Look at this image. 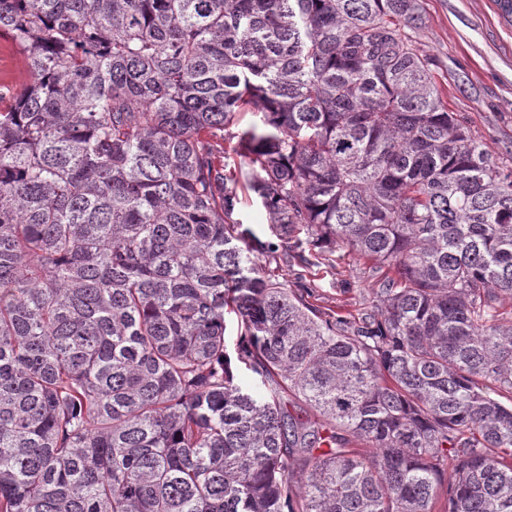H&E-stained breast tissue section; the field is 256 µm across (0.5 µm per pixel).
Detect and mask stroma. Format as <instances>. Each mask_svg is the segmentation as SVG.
Listing matches in <instances>:
<instances>
[{
    "label": "stroma",
    "instance_id": "35a3bbf8",
    "mask_svg": "<svg viewBox=\"0 0 512 512\" xmlns=\"http://www.w3.org/2000/svg\"><path fill=\"white\" fill-rule=\"evenodd\" d=\"M421 41L441 61L438 85L451 110L465 113L496 162H512V15L498 0H424ZM26 57L0 36V89L19 94L28 84ZM314 305L367 310L378 275L371 264L340 249L312 269Z\"/></svg>",
    "mask_w": 512,
    "mask_h": 512
}]
</instances>
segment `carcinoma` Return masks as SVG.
<instances>
[{
	"label": "carcinoma",
	"mask_w": 512,
	"mask_h": 512,
	"mask_svg": "<svg viewBox=\"0 0 512 512\" xmlns=\"http://www.w3.org/2000/svg\"><path fill=\"white\" fill-rule=\"evenodd\" d=\"M421 27V0H0L30 78L0 109V512H512V168ZM338 248L381 273L366 313L250 262ZM233 156V155H232ZM229 166L226 170L233 171L236 168V175L239 178V203L235 212V218L243 223L241 229L248 228L254 232V234L262 240L270 237V224L266 214L260 204V200L251 192L243 190L241 184L244 183V178L249 176L251 170L243 160L239 157L233 156L228 160ZM242 173V175H241Z\"/></svg>",
	"instance_id": "carcinoma-1"
}]
</instances>
